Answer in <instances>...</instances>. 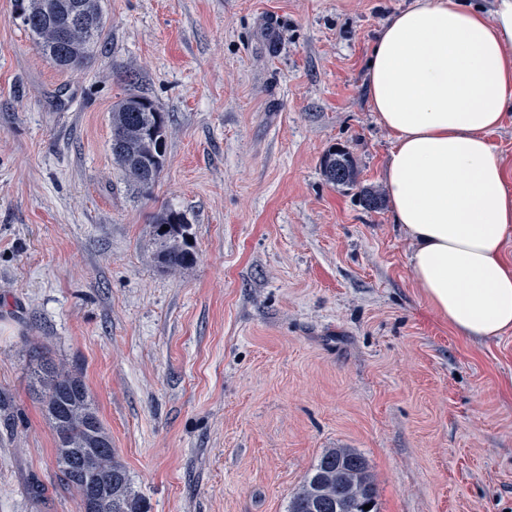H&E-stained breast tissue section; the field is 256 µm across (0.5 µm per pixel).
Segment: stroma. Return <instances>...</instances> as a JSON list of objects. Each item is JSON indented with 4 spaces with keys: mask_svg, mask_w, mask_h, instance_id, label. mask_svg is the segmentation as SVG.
I'll return each mask as SVG.
<instances>
[{
    "mask_svg": "<svg viewBox=\"0 0 512 512\" xmlns=\"http://www.w3.org/2000/svg\"><path fill=\"white\" fill-rule=\"evenodd\" d=\"M411 2L102 0L100 45L61 71L0 0V512H81L36 350L83 378L146 512H286L328 448L364 454L380 512H512V331L455 334L390 206L321 167L346 148L384 189L366 65ZM130 93L169 116L148 191L112 158ZM163 226L168 230H162ZM188 227L184 216L173 209L165 211L154 224L155 236L161 245L159 259L165 267L183 269L194 262Z\"/></svg>",
    "mask_w": 512,
    "mask_h": 512,
    "instance_id": "1",
    "label": "stroma"
}]
</instances>
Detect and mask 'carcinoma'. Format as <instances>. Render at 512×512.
<instances>
[{
    "mask_svg": "<svg viewBox=\"0 0 512 512\" xmlns=\"http://www.w3.org/2000/svg\"><path fill=\"white\" fill-rule=\"evenodd\" d=\"M16 7L41 53L60 71L90 59L102 40L100 0H16ZM166 138V117L150 99L129 94L112 105V157L140 187L148 189L156 182L165 161ZM321 166L329 183L360 187L367 209L382 206L380 190L360 186L348 151L328 150ZM188 227L173 209L154 224L165 267L183 269L194 262ZM32 372L44 390L42 412L54 431L61 481L78 493L85 512H96L99 499L104 500V512H145L132 492L126 467L118 462L107 465L114 456L112 440L83 379L59 376L43 352L32 356ZM377 498L366 458L353 448H327L289 499L287 512H379Z\"/></svg>",
    "mask_w": 512,
    "mask_h": 512,
    "instance_id": "1",
    "label": "carcinoma"
}]
</instances>
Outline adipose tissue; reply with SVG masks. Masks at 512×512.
Wrapping results in <instances>:
<instances>
[{
    "label": "adipose tissue",
    "mask_w": 512,
    "mask_h": 512,
    "mask_svg": "<svg viewBox=\"0 0 512 512\" xmlns=\"http://www.w3.org/2000/svg\"><path fill=\"white\" fill-rule=\"evenodd\" d=\"M368 90L383 180L424 301L462 337L512 330V192L489 140L512 110V0H414L382 28Z\"/></svg>",
    "instance_id": "ef3b65f1"
}]
</instances>
